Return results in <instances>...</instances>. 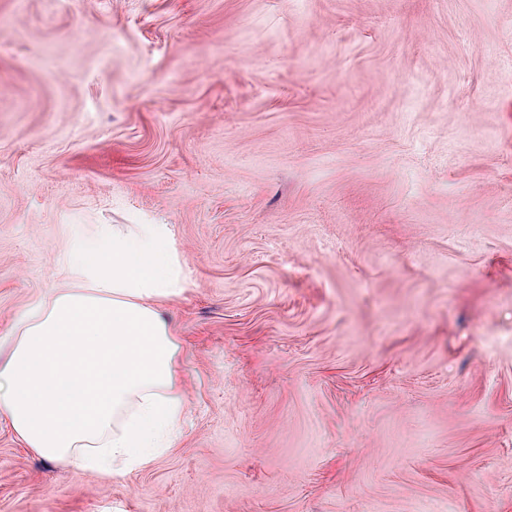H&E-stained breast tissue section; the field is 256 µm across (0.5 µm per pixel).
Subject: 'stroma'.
<instances>
[{"label":"stroma","instance_id":"35a3bbf8","mask_svg":"<svg viewBox=\"0 0 512 512\" xmlns=\"http://www.w3.org/2000/svg\"><path fill=\"white\" fill-rule=\"evenodd\" d=\"M160 224L185 405L107 478L0 416V512H512V0H0V357Z\"/></svg>","mask_w":512,"mask_h":512}]
</instances>
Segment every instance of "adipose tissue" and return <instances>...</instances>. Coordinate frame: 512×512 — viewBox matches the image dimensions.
Wrapping results in <instances>:
<instances>
[{
	"label": "adipose tissue",
	"instance_id": "ef3b65f1",
	"mask_svg": "<svg viewBox=\"0 0 512 512\" xmlns=\"http://www.w3.org/2000/svg\"><path fill=\"white\" fill-rule=\"evenodd\" d=\"M62 263L68 288L15 320L0 412L26 448L75 473L147 468L184 405L181 341L161 311L184 286L168 236L96 226Z\"/></svg>",
	"mask_w": 512,
	"mask_h": 512
}]
</instances>
